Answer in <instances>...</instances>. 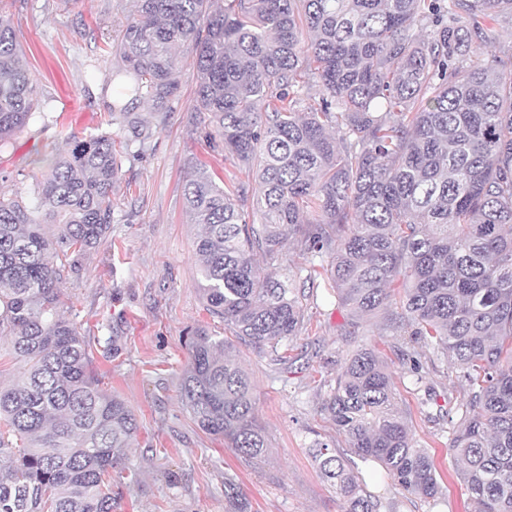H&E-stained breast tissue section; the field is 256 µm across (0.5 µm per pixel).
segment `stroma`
<instances>
[{
  "mask_svg": "<svg viewBox=\"0 0 512 512\" xmlns=\"http://www.w3.org/2000/svg\"><path fill=\"white\" fill-rule=\"evenodd\" d=\"M0 15L13 27L47 103L0 144V192L35 202L51 158L70 137L102 130L128 145L112 191L111 233L81 256L60 306L80 332L97 340L92 367L101 389L119 394L139 423L123 456L127 477L112 486V512H224L228 480L245 494L249 512H344L308 447L318 439L346 451L322 405L360 344L387 360L397 409L435 460L448 512H472L447 435L421 413L419 392L383 318H353L325 281L308 307L305 328L286 344L284 368L253 348H236L254 381L256 416L271 440L261 468L242 461L223 438L198 429L178 393L189 362L186 340L194 328L220 332L224 325L209 316L196 288L198 229L186 221L183 186L192 162H205L219 183L225 170L223 156L210 151L193 125V60H182L168 112L139 103L138 115L153 129L152 138L140 143L111 125L108 113L116 57L104 47L118 42L128 15L125 0H7Z\"/></svg>",
  "mask_w": 512,
  "mask_h": 512,
  "instance_id": "obj_1",
  "label": "stroma"
}]
</instances>
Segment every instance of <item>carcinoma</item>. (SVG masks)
Returning <instances> with one entry per match:
<instances>
[{"label":"carcinoma","mask_w":512,"mask_h":512,"mask_svg":"<svg viewBox=\"0 0 512 512\" xmlns=\"http://www.w3.org/2000/svg\"><path fill=\"white\" fill-rule=\"evenodd\" d=\"M131 0L112 69V123L145 141L135 109L164 112L182 51L197 73L204 142L233 171L186 181L196 287L237 342L286 362L310 295L286 266L260 276L293 238L306 280H332L362 318L403 293L386 324L408 373L451 362L466 395L448 399V447L473 512H512V71L472 54L512 24V0ZM320 89L319 100L308 95ZM45 108L10 24L0 19V143ZM123 144L68 142L35 205L0 195V336L21 377L0 386V512H112V474L139 425L89 369L86 337L59 313L61 285L112 224ZM307 213L315 218L304 220ZM52 226L54 232L46 231ZM180 397L203 432L250 466L269 439L233 345L196 328ZM323 409L351 452L408 494L445 503L437 469L395 408L387 363L353 351ZM309 453L346 512H400L346 460ZM225 512H247L224 482Z\"/></svg>","instance_id":"obj_1"}]
</instances>
